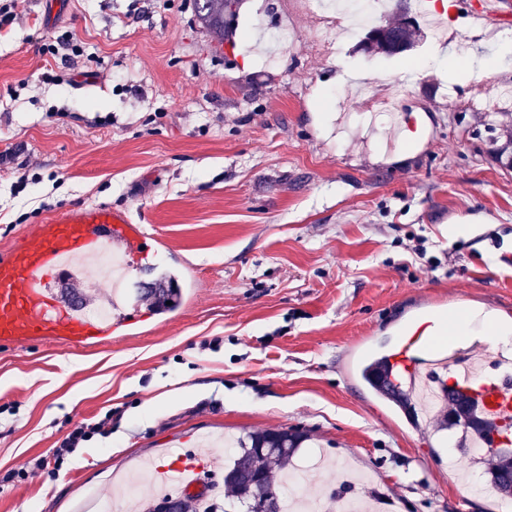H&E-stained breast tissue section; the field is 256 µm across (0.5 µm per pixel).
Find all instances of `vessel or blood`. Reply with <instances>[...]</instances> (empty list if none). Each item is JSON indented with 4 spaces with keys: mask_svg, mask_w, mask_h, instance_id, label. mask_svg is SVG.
I'll use <instances>...</instances> for the list:
<instances>
[{
    "mask_svg": "<svg viewBox=\"0 0 512 512\" xmlns=\"http://www.w3.org/2000/svg\"><path fill=\"white\" fill-rule=\"evenodd\" d=\"M159 243L151 225L135 223L130 212L105 204H81L55 214L0 253V345L52 338L73 346L111 340L117 327L91 314L80 300L58 296L52 283L75 265L96 258L109 247L123 259L147 255ZM442 327L434 317L416 318L400 332L385 358L384 391L405 392L437 382L449 403L477 399L486 418L499 428L502 446L512 445V381L473 368V354L497 355L495 342L485 336L464 337L439 347ZM209 457L186 449L158 459L154 477L163 485L187 492L209 471Z\"/></svg>",
    "mask_w": 512,
    "mask_h": 512,
    "instance_id": "obj_1",
    "label": "vessel or blood"
}]
</instances>
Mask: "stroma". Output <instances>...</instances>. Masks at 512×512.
Wrapping results in <instances>:
<instances>
[{"mask_svg":"<svg viewBox=\"0 0 512 512\" xmlns=\"http://www.w3.org/2000/svg\"><path fill=\"white\" fill-rule=\"evenodd\" d=\"M491 8L388 57L342 20L320 47L301 0H240L220 40L194 0H15L0 30V252L56 210L107 204L161 240L123 313L151 311L150 265L187 271L188 307L109 344L0 347V512H98L162 449L284 427L307 436L294 464L318 451L368 470L395 512H497L449 472L451 431L356 373L421 313L512 324V169L496 158L512 106L493 100L512 69L477 67L512 47V0ZM282 22L292 39L269 66ZM68 36L78 64L40 53ZM393 93L421 134L391 151L375 108ZM107 412L111 436L56 480H10Z\"/></svg>","mask_w":512,"mask_h":512,"instance_id":"1","label":"stroma"}]
</instances>
